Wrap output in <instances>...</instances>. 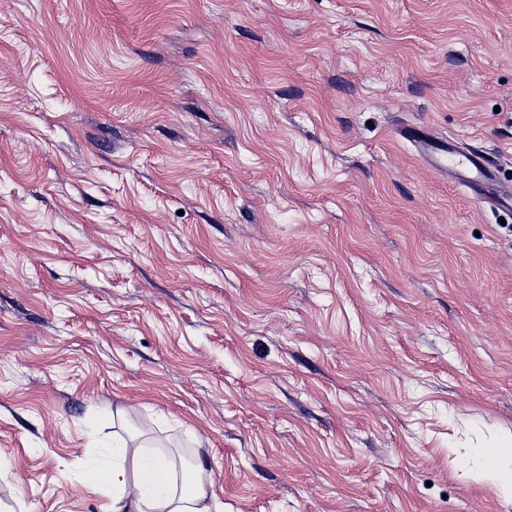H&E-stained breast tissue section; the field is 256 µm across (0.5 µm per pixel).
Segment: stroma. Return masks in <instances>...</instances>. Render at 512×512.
I'll return each instance as SVG.
<instances>
[{"mask_svg": "<svg viewBox=\"0 0 512 512\" xmlns=\"http://www.w3.org/2000/svg\"><path fill=\"white\" fill-rule=\"evenodd\" d=\"M512 0H0V512L114 435L224 512H512ZM418 157L443 165L454 184L469 189L476 197L494 194L498 206L512 213V189L500 185L499 169L481 150L464 149L453 139L431 137L414 130L406 132ZM490 460V466L487 470L485 479L497 490L505 496H512V468L510 472L502 466L504 461H508L509 465L512 461V448L510 446H502L499 448H488L486 450Z\"/></svg>", "mask_w": 512, "mask_h": 512, "instance_id": "obj_1", "label": "stroma"}]
</instances>
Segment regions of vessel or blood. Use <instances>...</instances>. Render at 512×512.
<instances>
[{
    "label": "vessel or blood",
    "instance_id": "1",
    "mask_svg": "<svg viewBox=\"0 0 512 512\" xmlns=\"http://www.w3.org/2000/svg\"><path fill=\"white\" fill-rule=\"evenodd\" d=\"M418 157L445 166L454 184L475 196L494 194L498 206L512 213V189L500 184L499 169L481 150L465 149L454 140H444L409 131Z\"/></svg>",
    "mask_w": 512,
    "mask_h": 512
}]
</instances>
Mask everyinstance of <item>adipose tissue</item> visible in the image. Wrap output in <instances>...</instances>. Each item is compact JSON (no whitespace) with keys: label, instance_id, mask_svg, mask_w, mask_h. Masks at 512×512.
<instances>
[{"label":"adipose tissue","instance_id":"adipose-tissue-1","mask_svg":"<svg viewBox=\"0 0 512 512\" xmlns=\"http://www.w3.org/2000/svg\"><path fill=\"white\" fill-rule=\"evenodd\" d=\"M109 458L91 463L84 482L112 495V512H223L203 463L179 472L173 455L147 451L136 438L120 440Z\"/></svg>","mask_w":512,"mask_h":512}]
</instances>
